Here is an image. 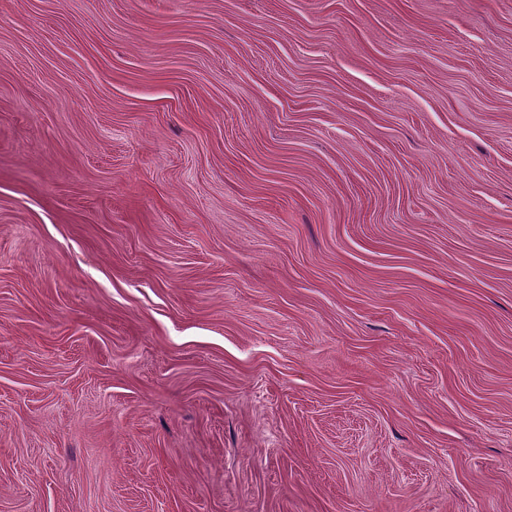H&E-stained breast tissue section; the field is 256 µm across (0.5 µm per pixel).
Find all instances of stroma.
Masks as SVG:
<instances>
[{
    "mask_svg": "<svg viewBox=\"0 0 512 512\" xmlns=\"http://www.w3.org/2000/svg\"><path fill=\"white\" fill-rule=\"evenodd\" d=\"M0 512H512V0H0Z\"/></svg>",
    "mask_w": 512,
    "mask_h": 512,
    "instance_id": "35a3bbf8",
    "label": "stroma"
}]
</instances>
